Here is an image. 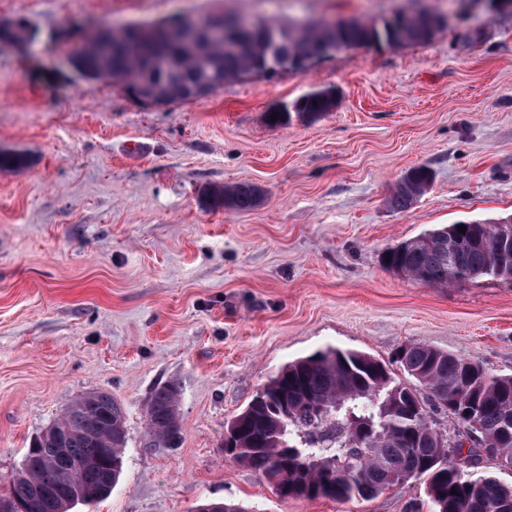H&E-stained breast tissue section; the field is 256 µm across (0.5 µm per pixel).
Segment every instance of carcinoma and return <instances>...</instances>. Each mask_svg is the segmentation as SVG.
Here are the masks:
<instances>
[{"instance_id":"1","label":"carcinoma","mask_w":512,"mask_h":512,"mask_svg":"<svg viewBox=\"0 0 512 512\" xmlns=\"http://www.w3.org/2000/svg\"><path fill=\"white\" fill-rule=\"evenodd\" d=\"M234 19L226 14L222 27L200 30L186 41L168 39L165 23H130L102 44L87 43L71 64L86 78L119 79L141 101L185 103L267 65L296 69L354 46L424 44L441 27V18L429 12L304 26L261 18L250 21L228 46L224 28L237 27ZM33 37L35 31L22 19L0 28L1 41ZM297 109V115L315 118L328 112L329 104L314 91L298 100ZM26 163L22 153L0 149V168ZM409 174L389 198L395 210L410 208L430 184L425 167ZM206 196L212 208L249 211L262 190L240 182L211 187ZM510 236L507 224H468L463 233L456 223L442 224L391 248L385 266L432 286L479 276L511 279L512 246H503ZM396 362L414 383L396 381L388 366L368 353L336 347L282 366L225 427L224 454L270 482L283 499H371L395 486L391 476L403 474L424 479L432 512H512V485L475 478L457 462L460 450L433 427L420 392L425 389L434 406L479 432L487 455L512 461V374L490 377L472 359L417 342L402 346ZM178 396L174 385L153 391L145 410L148 437L177 443ZM94 398V410L86 409L80 396L56 420L65 428L62 444L37 436L32 456L25 457L7 492L17 512H70L79 501L109 495L128 444L125 410L108 392L96 391ZM60 446L83 467L72 483L46 495L41 488L55 480Z\"/></svg>"}]
</instances>
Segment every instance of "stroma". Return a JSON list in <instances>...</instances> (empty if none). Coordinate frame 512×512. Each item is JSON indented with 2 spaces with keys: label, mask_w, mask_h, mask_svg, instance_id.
Segmentation results:
<instances>
[{
  "label": "stroma",
  "mask_w": 512,
  "mask_h": 512,
  "mask_svg": "<svg viewBox=\"0 0 512 512\" xmlns=\"http://www.w3.org/2000/svg\"><path fill=\"white\" fill-rule=\"evenodd\" d=\"M443 18L425 44L359 46L304 71L248 75L154 106L64 62L99 26L206 10L286 22L370 21L412 0H0L34 44L0 45V493L33 439L78 396L112 394L128 444L111 493L71 512H429L423 483L370 500L281 499L225 458L224 427L284 364L332 346L389 363L420 342L512 373V279L437 288L383 256L439 224L512 215V8L422 0ZM332 89L333 111L272 127L267 112ZM428 190L388 199L416 167ZM252 182L247 212L211 208V185ZM179 390L174 447L146 443L152 392ZM434 428L468 471L512 485L444 410Z\"/></svg>",
  "instance_id": "1"
}]
</instances>
